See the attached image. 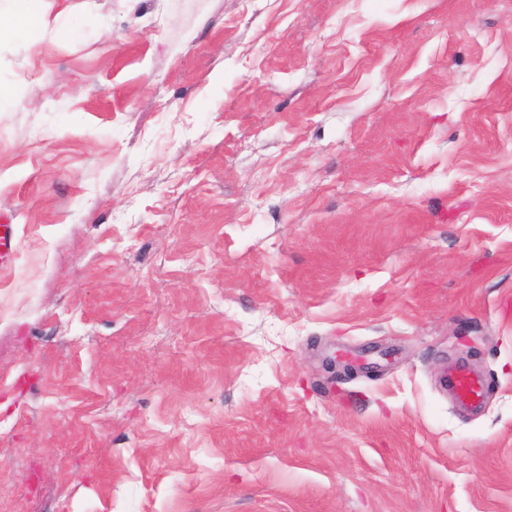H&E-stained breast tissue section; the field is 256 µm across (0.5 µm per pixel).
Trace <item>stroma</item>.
<instances>
[{
    "mask_svg": "<svg viewBox=\"0 0 512 512\" xmlns=\"http://www.w3.org/2000/svg\"><path fill=\"white\" fill-rule=\"evenodd\" d=\"M45 4L0 31V512H512V0ZM44 0H10L9 26L16 28L37 27L43 40L54 41L58 28L48 18ZM451 389L455 401L461 406L479 404L485 394V381L480 375L466 368H456L451 372Z\"/></svg>",
    "mask_w": 512,
    "mask_h": 512,
    "instance_id": "1",
    "label": "stroma"
}]
</instances>
